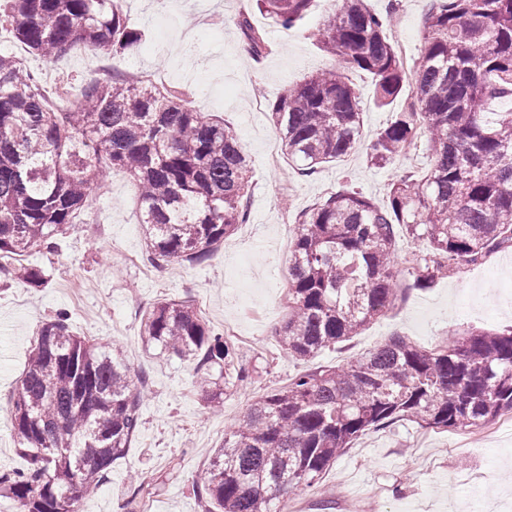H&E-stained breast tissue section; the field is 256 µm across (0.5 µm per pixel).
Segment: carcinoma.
Returning a JSON list of instances; mask_svg holds the SVG:
<instances>
[{"label":"carcinoma","instance_id":"1","mask_svg":"<svg viewBox=\"0 0 512 512\" xmlns=\"http://www.w3.org/2000/svg\"><path fill=\"white\" fill-rule=\"evenodd\" d=\"M0 25L47 60L83 45L114 56L142 32L119 0H6ZM285 28L313 0H255ZM388 17L366 0H334L315 37L342 68L375 78L373 99L410 101L370 145L383 165L423 138L431 166L396 179L386 200L353 188L301 212L288 265L282 348L306 361L384 316L402 289L394 258L404 233L423 240L415 284L443 269L512 247V0H431L413 82L387 35ZM237 27L253 59L264 34L241 15ZM55 107L11 55L0 52V275L32 286L42 268L22 262L55 249L91 194L115 169L137 187L145 257L154 266L199 263L247 219L250 164L224 122L186 95L109 73L74 89ZM282 150L311 175L362 139V96L346 74L317 71L269 103ZM148 345L192 361L211 407L247 378L238 347L186 301L164 299L141 319ZM144 388L119 353L79 336L60 314L31 344L11 426L28 457L0 474V490L20 512H80L84 493L122 459L138 425ZM512 412V330L469 331L434 349L393 337L341 366L299 373L257 399L224 434L194 484L207 512H285L290 494L313 486L360 436L408 419L424 428L478 427Z\"/></svg>","mask_w":512,"mask_h":512}]
</instances>
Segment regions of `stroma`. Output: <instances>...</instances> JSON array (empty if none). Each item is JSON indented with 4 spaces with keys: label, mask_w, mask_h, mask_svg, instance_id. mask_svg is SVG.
<instances>
[{
    "label": "stroma",
    "mask_w": 512,
    "mask_h": 512,
    "mask_svg": "<svg viewBox=\"0 0 512 512\" xmlns=\"http://www.w3.org/2000/svg\"><path fill=\"white\" fill-rule=\"evenodd\" d=\"M142 40L102 62L79 47L56 61L28 53L10 27H0V51L20 58L55 99L58 85L76 86L98 75L102 65L126 75L137 71L160 87H186L196 106L223 120L241 140L252 170L251 212L224 244L199 263L180 262L161 275L137 265L144 255L143 227L134 199L136 188L123 171H113L104 192L91 196L57 251L27 256L48 275L38 288L0 276V472L27 464L11 431L9 403L39 326L64 311L76 332L119 351L133 374L144 377L147 397L140 423L125 456L108 479L81 502V512H205L207 503L193 485L224 431L262 395L287 385L299 369L340 365L385 344L393 335L432 348L450 334L474 328H512V272L504 262L512 248L470 265V278L452 274L430 288H417L408 273L422 242L404 237L397 268L404 293L381 319L337 348L296 364L276 335L288 312L285 282L275 263H287L284 237L293 236L300 212L328 192L351 185L375 201L406 171L428 169L425 147L372 165L369 145L391 120L400 102L381 108L372 101L373 80L363 71L349 77L364 98L363 139L350 156L315 174L281 175L266 162L268 142L280 139L269 110L255 111L283 89L319 69L340 68L338 57L314 38L332 10L331 0H314L295 27L285 29L258 11L254 0H125ZM429 0H399L387 34L406 63H413L425 33ZM250 15L265 36L269 52L254 61L235 22ZM163 298L193 304L215 330L231 326L245 337L242 362L249 377L210 415L201 400L190 362L146 345L139 334L142 311ZM142 487H135L134 479ZM357 501L359 512H485L498 503L512 512V424L494 437L473 430H433L409 420L373 430L354 441L311 488L296 492L308 512H326L327 502Z\"/></svg>",
    "instance_id": "1"
}]
</instances>
